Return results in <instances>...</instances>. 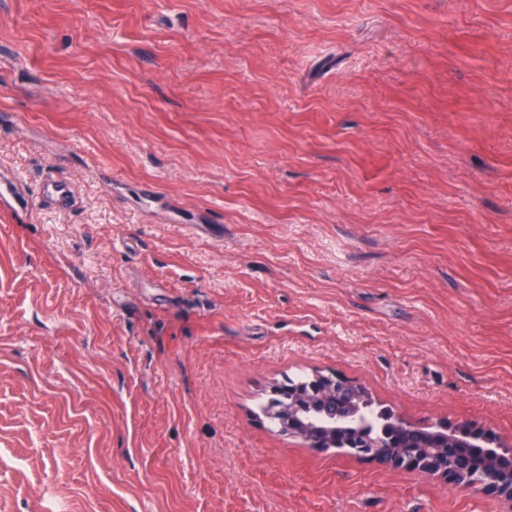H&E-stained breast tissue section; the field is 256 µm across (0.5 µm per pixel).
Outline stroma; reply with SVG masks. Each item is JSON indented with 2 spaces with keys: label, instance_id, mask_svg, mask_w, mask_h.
<instances>
[{
  "label": "stroma",
  "instance_id": "stroma-1",
  "mask_svg": "<svg viewBox=\"0 0 512 512\" xmlns=\"http://www.w3.org/2000/svg\"><path fill=\"white\" fill-rule=\"evenodd\" d=\"M0 172V512H512L259 409L512 447V0H0ZM39 200L44 205H51L58 209L70 208L72 195L67 179L57 172H48L40 185ZM0 200L12 204L21 210L30 205L26 191L8 177H0ZM363 399L360 407V414L362 423H350L346 420L336 421V434L346 433H363L365 436L372 440H379L386 442L385 437L394 429L395 422L405 423L404 421L396 418L392 410L381 409L375 410L372 408V398L367 391L362 387L361 389Z\"/></svg>",
  "mask_w": 512,
  "mask_h": 512
}]
</instances>
